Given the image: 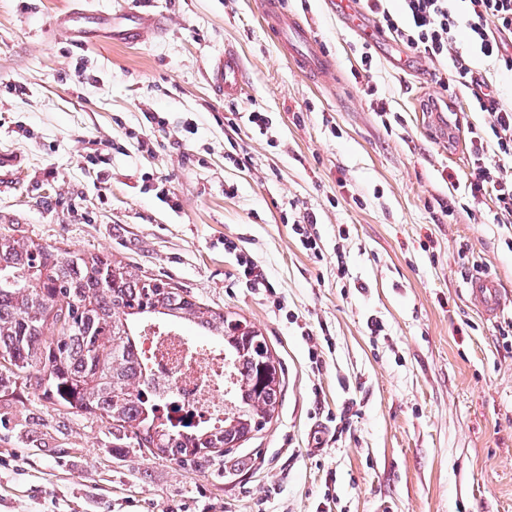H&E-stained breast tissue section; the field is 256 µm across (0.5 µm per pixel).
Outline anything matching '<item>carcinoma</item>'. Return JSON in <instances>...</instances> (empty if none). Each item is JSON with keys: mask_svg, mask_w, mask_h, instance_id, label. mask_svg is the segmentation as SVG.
<instances>
[{"mask_svg": "<svg viewBox=\"0 0 512 512\" xmlns=\"http://www.w3.org/2000/svg\"><path fill=\"white\" fill-rule=\"evenodd\" d=\"M152 321L223 341L234 377L220 425L180 427L159 414L137 340ZM239 324L121 260L0 231V395L33 380L54 404L112 424L153 456L199 466L272 419L282 363Z\"/></svg>", "mask_w": 512, "mask_h": 512, "instance_id": "cac0c4a2", "label": "carcinoma"}]
</instances>
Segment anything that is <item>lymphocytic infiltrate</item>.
Returning <instances> with one entry per match:
<instances>
[{
	"label": "lymphocytic infiltrate",
	"mask_w": 512,
	"mask_h": 512,
	"mask_svg": "<svg viewBox=\"0 0 512 512\" xmlns=\"http://www.w3.org/2000/svg\"><path fill=\"white\" fill-rule=\"evenodd\" d=\"M378 31L418 58L435 64L434 78L443 94L431 99L430 109L448 115L462 130L468 145L470 173L465 183L474 202L491 200L502 223H512V106L501 103L496 88L475 71L468 56L477 50L512 71V0H401L393 11L388 0H355ZM470 93L460 103L455 88ZM483 112L485 123H467L464 110ZM224 249L236 256L241 283L267 297L277 292L266 271L232 239Z\"/></svg>",
	"instance_id": "obj_1"
}]
</instances>
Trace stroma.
Returning a JSON list of instances; mask_svg holds the SVG:
<instances>
[{
  "mask_svg": "<svg viewBox=\"0 0 512 512\" xmlns=\"http://www.w3.org/2000/svg\"><path fill=\"white\" fill-rule=\"evenodd\" d=\"M72 2L0 0V152L19 162L0 190V229L113 256L247 322L282 362L284 388L265 429L195 468L16 386L0 398V512H512V311L484 318L461 258L479 256L512 297V226L471 201L463 137L439 136L424 110L440 92L431 63L400 70L389 57L403 49L385 40L364 65L335 0H283L335 61L319 82L280 46L260 0H92L164 15L162 35L130 45L58 32ZM227 46L243 72L232 100L207 80ZM380 100L402 123L382 124ZM256 103L272 125L242 126L239 166L224 116ZM148 112L164 127L148 128ZM309 212L319 259L291 231ZM228 238L265 268L285 311L238 282Z\"/></svg>",
  "mask_w": 512,
  "mask_h": 512,
  "instance_id": "stroma-1",
  "label": "stroma"
}]
</instances>
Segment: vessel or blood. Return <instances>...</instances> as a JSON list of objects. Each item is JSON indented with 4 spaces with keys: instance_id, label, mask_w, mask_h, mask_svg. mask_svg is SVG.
Instances as JSON below:
<instances>
[{
    "instance_id": "vessel-or-blood-1",
    "label": "vessel or blood",
    "mask_w": 512,
    "mask_h": 512,
    "mask_svg": "<svg viewBox=\"0 0 512 512\" xmlns=\"http://www.w3.org/2000/svg\"><path fill=\"white\" fill-rule=\"evenodd\" d=\"M264 18L292 54L296 65L306 73L321 76L333 69V61L320 50L313 30L283 9L280 0H262ZM58 30L78 37L87 32L97 33L114 44L138 42L146 33L159 30L160 18L148 12L115 13L108 9L80 5L57 17ZM214 91L224 97H234L242 90L241 67L237 54L228 50L216 56L207 73ZM468 294L486 318L497 317L506 305L495 282L476 275L468 280Z\"/></svg>"
}]
</instances>
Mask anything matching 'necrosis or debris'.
<instances>
[{
    "instance_id": "necrosis-or-debris-1",
    "label": "necrosis or debris",
    "mask_w": 512,
    "mask_h": 512,
    "mask_svg": "<svg viewBox=\"0 0 512 512\" xmlns=\"http://www.w3.org/2000/svg\"><path fill=\"white\" fill-rule=\"evenodd\" d=\"M162 415L216 425L224 417L230 368L221 349L175 329L148 328L140 347Z\"/></svg>"
}]
</instances>
